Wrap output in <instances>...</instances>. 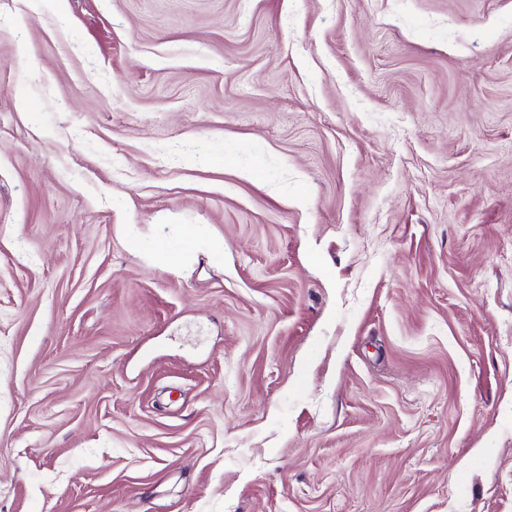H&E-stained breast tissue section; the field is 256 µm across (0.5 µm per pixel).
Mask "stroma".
I'll return each mask as SVG.
<instances>
[{
  "label": "stroma",
  "mask_w": 512,
  "mask_h": 512,
  "mask_svg": "<svg viewBox=\"0 0 512 512\" xmlns=\"http://www.w3.org/2000/svg\"><path fill=\"white\" fill-rule=\"evenodd\" d=\"M0 512H512V0H0Z\"/></svg>",
  "instance_id": "obj_1"
}]
</instances>
